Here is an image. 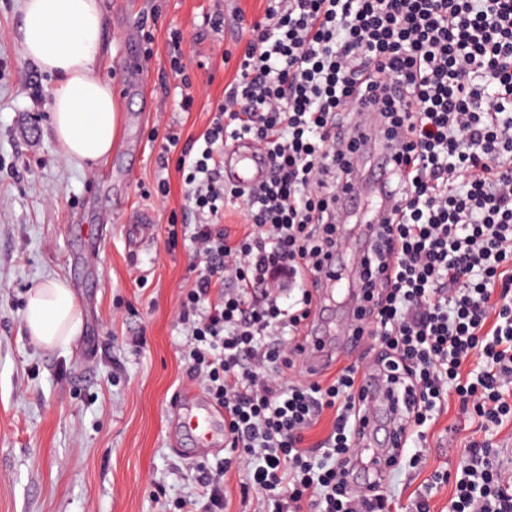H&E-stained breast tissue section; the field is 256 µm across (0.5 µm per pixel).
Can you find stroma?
I'll list each match as a JSON object with an SVG mask.
<instances>
[{
  "label": "stroma",
  "instance_id": "stroma-1",
  "mask_svg": "<svg viewBox=\"0 0 512 512\" xmlns=\"http://www.w3.org/2000/svg\"><path fill=\"white\" fill-rule=\"evenodd\" d=\"M21 0H0V512H170L174 500L207 494L199 468L171 446L178 392L192 380L180 356L177 299L197 271L188 245L166 241L170 219L193 223L184 209L176 159L161 161L154 129L197 137L234 76L224 54L239 56L266 0H221L224 25L211 29L212 0H100L106 20L100 64L120 104L111 157L73 165L52 134L50 98L57 79L27 59L14 36ZM198 66L194 103L180 107L169 68V34ZM146 56L141 87L128 85L122 59ZM170 194L157 198L158 180ZM153 213L152 247L130 252L123 215ZM109 225L99 254L86 259L85 239ZM68 282L81 324L71 342L53 349L27 336L22 316L30 288L50 278ZM420 462L386 482L393 512H410L417 495L446 512L454 489L433 485L453 470L455 450L476 423L449 399L425 425Z\"/></svg>",
  "mask_w": 512,
  "mask_h": 512
}]
</instances>
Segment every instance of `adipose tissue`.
Here are the masks:
<instances>
[{
    "instance_id": "adipose-tissue-1",
    "label": "adipose tissue",
    "mask_w": 512,
    "mask_h": 512,
    "mask_svg": "<svg viewBox=\"0 0 512 512\" xmlns=\"http://www.w3.org/2000/svg\"><path fill=\"white\" fill-rule=\"evenodd\" d=\"M105 19L97 0H23L17 38L24 56L58 82L52 92V132L64 159L103 162L119 136V104L98 74ZM23 324L39 346L70 342L79 326L74 294L62 279L28 294Z\"/></svg>"
}]
</instances>
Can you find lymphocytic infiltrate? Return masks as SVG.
Instances as JSON below:
<instances>
[{
	"label": "lymphocytic infiltrate",
	"instance_id": "lymphocytic-infiltrate-1",
	"mask_svg": "<svg viewBox=\"0 0 512 512\" xmlns=\"http://www.w3.org/2000/svg\"><path fill=\"white\" fill-rule=\"evenodd\" d=\"M378 140L397 142L390 218L353 284L355 333L404 408L403 440L456 397L481 437L459 451L448 512H512V472L493 442L512 423V0H272L236 76L201 134L166 133L180 150L203 267L178 298L181 357L223 407L227 455L203 471L211 512L224 478L248 465V489L271 512H390L383 483L358 494L361 368L293 380L291 349L316 308L313 281L346 239L341 191L367 174L353 132L363 109ZM267 154L259 185L226 183L227 141ZM242 204L230 235L224 207ZM318 447L305 437L324 412Z\"/></svg>",
	"mask_w": 512,
	"mask_h": 512
}]
</instances>
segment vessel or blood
<instances>
[{"mask_svg": "<svg viewBox=\"0 0 512 512\" xmlns=\"http://www.w3.org/2000/svg\"><path fill=\"white\" fill-rule=\"evenodd\" d=\"M374 124L372 112H365L362 126L366 132L361 141L362 148L368 149L375 165L389 166L394 157L393 149L376 145L370 130ZM224 169L235 179L238 185L248 188L265 181L269 168L264 153L252 142L241 140L224 151ZM371 186L374 193L381 199H388L389 188L384 178L368 177L366 183L350 185L344 193L345 202L338 211L339 221H347L350 209L346 204L348 198L361 192L363 186ZM126 243L130 251L146 250L153 242L156 233L155 218L150 211L133 210L124 218ZM303 353L297 364L299 374L307 376L320 374L330 369L343 353L353 350L354 339L350 336L346 325H339L336 334L322 332L320 319H313L307 336L301 340ZM365 397L372 411L369 416L370 425H378L380 419L396 417L399 406L393 402L387 392L382 374L375 369L363 371ZM176 432L172 436L173 443L181 439H189L194 448H218L224 444L221 424L224 410L209 397L194 390L183 391L175 405Z\"/></svg>", "mask_w": 512, "mask_h": 512, "instance_id": "vessel-or-blood-1", "label": "vessel or blood"}]
</instances>
